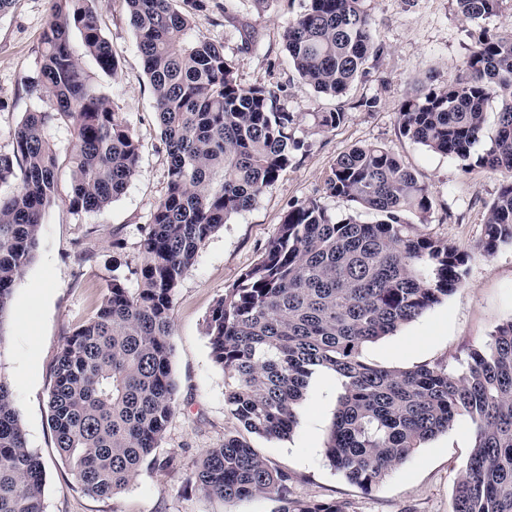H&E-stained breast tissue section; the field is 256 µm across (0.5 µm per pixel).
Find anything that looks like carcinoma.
Segmentation results:
<instances>
[{"mask_svg": "<svg viewBox=\"0 0 512 512\" xmlns=\"http://www.w3.org/2000/svg\"><path fill=\"white\" fill-rule=\"evenodd\" d=\"M365 0H305L283 33L298 76L317 93L341 98L385 50ZM479 23L504 0H455ZM153 93L167 159L164 196L141 228L142 261L112 276L93 314L65 338L49 396L56 448L83 491L126 490L146 462L177 467L157 448L176 410L170 343L173 296L209 237L250 209L293 163L304 143L279 88L244 84L224 45L200 30L204 0H126ZM96 0L57 5L42 39L40 84L51 101L28 112L0 153V319L36 251L46 210L69 172L65 205L95 213L118 199L139 173L140 140L85 67L116 74L119 61L97 23ZM83 54L73 47V34ZM499 102L494 143L476 164L512 174V37H483L466 75L407 93L400 131L413 142L470 161ZM348 112L312 113L332 132ZM75 140L59 154L54 132ZM325 193L378 217H336L317 199L289 206L261 258L213 305L206 335L228 379L226 403L243 428L269 439L289 435L311 377L327 370L342 392L326 457L371 491L389 470L460 416L475 439L453 494V512H512V320L474 348L465 370L441 365L389 370L363 361L362 347L396 332L463 284L469 255L416 230L428 223L429 187L389 149L357 145L336 158ZM512 244V180L488 207L476 251ZM44 463L27 446L9 384L0 378V512H44ZM206 496L232 502L276 496L280 512H348L339 502L289 498L295 476L271 466L236 437L207 449L191 475Z\"/></svg>", "mask_w": 512, "mask_h": 512, "instance_id": "1", "label": "carcinoma"}]
</instances>
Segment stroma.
<instances>
[{"label":"stroma","instance_id":"1","mask_svg":"<svg viewBox=\"0 0 512 512\" xmlns=\"http://www.w3.org/2000/svg\"><path fill=\"white\" fill-rule=\"evenodd\" d=\"M201 31L222 43L242 82L264 81L281 90L280 102L298 116L294 136L305 144L296 161L249 210L232 216L206 242L183 277L171 309L175 357L176 411L159 455L175 456V470L142 466L121 494H85L60 458L49 423L48 395L53 367L65 337L96 310L113 274H128L141 262L140 229L166 186V159L155 119L154 99L136 46L125 0H98L102 31L119 60L117 75L94 73L100 91L113 99L142 144L140 172L124 194L98 213L74 215L64 203L49 209L35 257L17 281L0 318V376L12 390L28 445L45 465V512H278L273 498L227 503L189 486L206 449L225 436L244 438L277 468L291 471V495L321 502L341 501L349 512H451L454 483L465 469L474 426L458 418L447 432L424 443L372 491H364L332 468L325 445L339 392L335 376L320 372L297 409V425L283 439L245 432L225 404L227 380L211 359L205 326L215 301L256 263L290 203L322 200L344 215L345 201L326 196L324 179L336 158L360 144L391 150L432 191V210L423 233L469 253L464 283L439 304L394 334L366 344L365 362L395 370L440 363L461 373L471 348L489 341L499 324L512 320V244L486 258L474 248L482 238L489 204L505 174L428 150L404 137L400 105L415 79L458 78L476 47L480 31L512 34V0L500 14L475 24L457 11L455 0H366L386 52L358 75L341 99L317 96L288 60L283 31L303 0H205ZM53 0H15L0 15V151L12 148L13 132L25 113L45 110L50 101L31 90L41 66L42 37ZM255 33L243 49L242 32ZM377 99L374 111L358 105ZM344 107L348 118L328 133L313 130L311 113Z\"/></svg>","mask_w":512,"mask_h":512}]
</instances>
